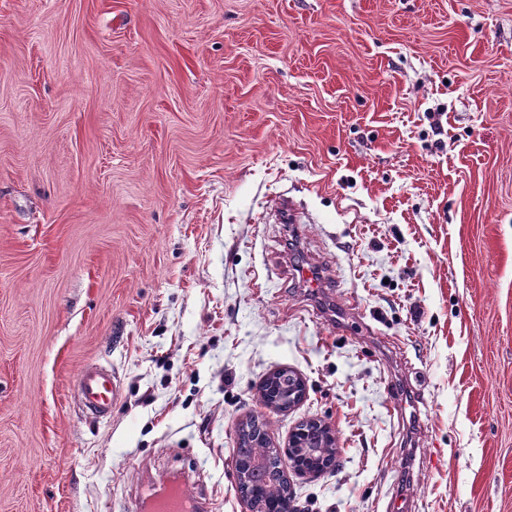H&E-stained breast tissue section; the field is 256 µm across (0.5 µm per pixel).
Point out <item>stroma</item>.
<instances>
[{
    "label": "stroma",
    "mask_w": 512,
    "mask_h": 512,
    "mask_svg": "<svg viewBox=\"0 0 512 512\" xmlns=\"http://www.w3.org/2000/svg\"><path fill=\"white\" fill-rule=\"evenodd\" d=\"M250 416L301 512H512V0H0V512H243ZM78 398L86 411L105 417L112 414V407L119 397L118 381L112 372L99 367H86L80 374ZM286 371H288L287 368H279V369L273 371V373L271 372V374L267 378H271V377L276 376L278 374H282V373H284ZM285 375H288V377L293 379L294 380V384L290 385V387L288 388V407L275 409V410H278L280 412L288 411V409L290 410V409L296 407L297 405H299L304 400V398L306 396V393H307L306 383H305V381L301 377L294 376L291 373H287V374H284V375L282 374V376H279V378L283 377ZM246 421H242L238 424L236 429V448L232 459V474L235 479L237 486L240 483L243 485L247 484L248 476L251 471H257L259 463H252L250 461H244L238 456V448L243 446V440L248 435L252 434L256 439H260V433L252 431L251 427L246 426ZM300 428H297L288 441L286 448H283L286 454L289 456L290 463L294 469V472L298 476L307 478H317L324 470L323 461L317 463V448L330 447V442H334L332 447H336V436L329 424L319 419H310L304 421ZM308 428L310 432L322 437L324 443L319 446H315L313 443H301L298 438L299 435L307 434ZM246 456L260 459L264 462L268 471L275 477L274 485H269L264 491V497L270 502V504H276L280 507V510L270 507L268 510L276 512H298L299 510L293 506L294 500L292 494L291 505L288 499L287 483L284 479V471L288 465V457L286 454H282L278 451V448H272L268 441L263 443L255 442L248 448H241ZM290 508V510H288ZM278 510V511H277ZM185 482H176L163 490L149 489L143 499V508L150 512L205 511L206 498L188 490ZM204 501V502H203Z\"/></svg>",
    "instance_id": "obj_1"
}]
</instances>
